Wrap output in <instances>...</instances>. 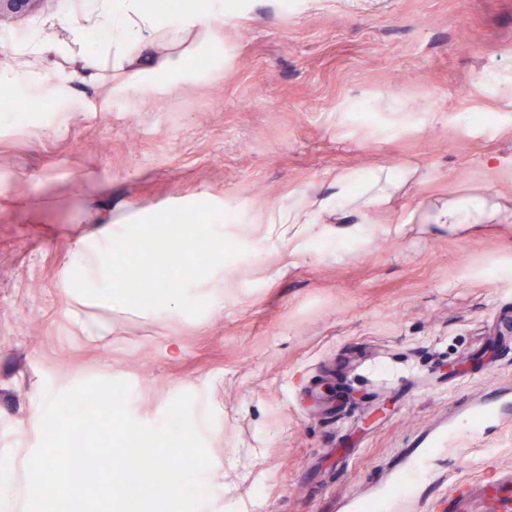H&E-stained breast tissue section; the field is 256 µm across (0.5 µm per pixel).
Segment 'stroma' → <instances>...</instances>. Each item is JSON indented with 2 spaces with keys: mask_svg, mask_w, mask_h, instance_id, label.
Here are the masks:
<instances>
[{
  "mask_svg": "<svg viewBox=\"0 0 512 512\" xmlns=\"http://www.w3.org/2000/svg\"><path fill=\"white\" fill-rule=\"evenodd\" d=\"M98 5L1 16L0 68ZM205 37L161 29L134 64ZM223 57L162 98L87 111L125 73L109 66L65 102L32 89L29 122L0 113V512H24L45 389L93 378L127 381L148 426L194 395L212 458L202 512H345L417 456L425 472L390 512H503L512 415L467 419L512 393V0H239ZM90 173L108 191L74 193ZM385 175L388 202L363 209ZM467 198L483 223L437 222ZM200 202L242 248L194 286L200 315L73 303L77 239ZM330 374L342 398L321 406Z\"/></svg>",
  "mask_w": 512,
  "mask_h": 512,
  "instance_id": "35a3bbf8",
  "label": "stroma"
}]
</instances>
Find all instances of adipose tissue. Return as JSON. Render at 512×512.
<instances>
[{
  "mask_svg": "<svg viewBox=\"0 0 512 512\" xmlns=\"http://www.w3.org/2000/svg\"><path fill=\"white\" fill-rule=\"evenodd\" d=\"M167 25L177 34L191 28H204L210 34L211 43L224 40V0H211L208 11H200L195 0H169V9L160 14L150 9L146 0H101L97 14L75 18L70 25V38L60 42L41 35L27 42L24 51L35 57L51 59L67 53L78 58L85 74L99 70L98 58L83 54L84 45L98 41L114 49L118 57H125L153 45L160 25ZM163 73L134 68L127 72L123 81L113 84V98L124 97L129 91L139 90L153 96L168 95L177 85L199 80L198 69L188 67L184 55L168 57ZM45 85L55 98L69 97L72 86L66 75L55 76L50 82H42L37 73L21 67L0 70V85L11 87L18 95L37 85Z\"/></svg>",
  "mask_w": 512,
  "mask_h": 512,
  "instance_id": "ef3b65f1",
  "label": "adipose tissue"
}]
</instances>
